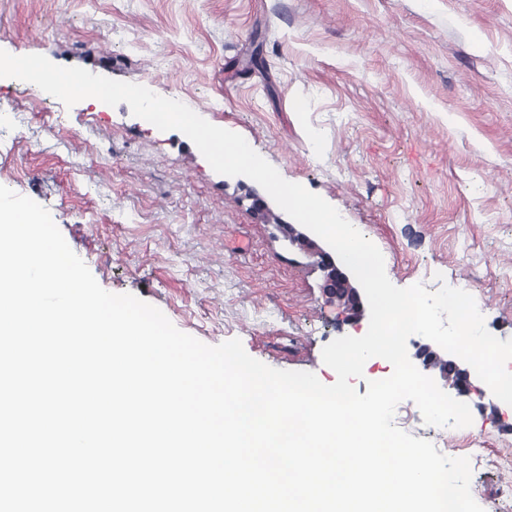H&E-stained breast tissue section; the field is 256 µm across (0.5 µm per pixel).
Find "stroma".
<instances>
[{
    "label": "stroma",
    "instance_id": "stroma-1",
    "mask_svg": "<svg viewBox=\"0 0 512 512\" xmlns=\"http://www.w3.org/2000/svg\"><path fill=\"white\" fill-rule=\"evenodd\" d=\"M0 49L179 97L360 225L392 284L457 281L512 339V0H0ZM0 185L46 207L105 290L205 344L330 385L323 347L368 330L259 184L127 103L0 78ZM471 391V426L434 435L406 400L404 429L449 457L481 441L471 493L512 512V406Z\"/></svg>",
    "mask_w": 512,
    "mask_h": 512
}]
</instances>
